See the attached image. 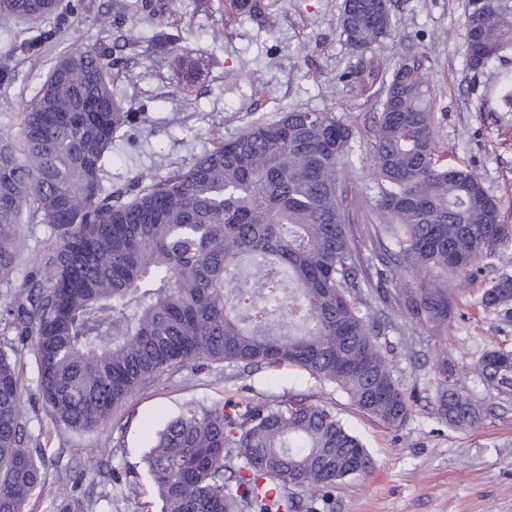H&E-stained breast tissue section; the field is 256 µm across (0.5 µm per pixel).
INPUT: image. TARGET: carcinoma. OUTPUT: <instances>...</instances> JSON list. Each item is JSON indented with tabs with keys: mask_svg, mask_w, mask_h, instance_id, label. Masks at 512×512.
<instances>
[{
	"mask_svg": "<svg viewBox=\"0 0 512 512\" xmlns=\"http://www.w3.org/2000/svg\"><path fill=\"white\" fill-rule=\"evenodd\" d=\"M388 0H344L341 34L357 52L393 32ZM56 0H0V27L54 13ZM464 24L470 65L512 49V13L484 0ZM176 86L201 75L176 35ZM104 50L58 57L0 138V283L10 285L27 227L49 235L42 266L0 311V512H24L45 489L22 409L23 365L12 340L31 341L37 392L57 420L99 431L146 383L206 361L294 366L336 386L363 413L400 427L427 401L455 429L484 401L466 371L512 399V347L457 368L438 355L432 381L404 385L381 341L394 312L442 342L459 313L453 279L512 240L495 198L439 151L430 87L402 61L383 87L370 155L376 193L363 205L347 163L351 125L293 109L246 128L135 192L107 191L115 135L137 112L116 94ZM512 318V275L478 299ZM160 512H296L306 488L325 498L369 472L372 456L324 406L227 401L189 410L145 458Z\"/></svg>",
	"mask_w": 512,
	"mask_h": 512,
	"instance_id": "obj_1",
	"label": "carcinoma"
}]
</instances>
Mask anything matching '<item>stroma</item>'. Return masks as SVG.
Returning <instances> with one entry per match:
<instances>
[{
  "instance_id": "stroma-1",
  "label": "stroma",
  "mask_w": 512,
  "mask_h": 512,
  "mask_svg": "<svg viewBox=\"0 0 512 512\" xmlns=\"http://www.w3.org/2000/svg\"><path fill=\"white\" fill-rule=\"evenodd\" d=\"M141 0H78L66 21L51 15L0 28V69L14 79L0 85V136H16L20 116L65 51L112 48V84L138 106L135 123L119 132L105 167L106 189L163 176L217 141L237 137L250 124L301 109L329 112L354 128L349 161L361 197L376 192L369 156L374 120L382 110L380 87L402 60L414 61L432 88L430 109L449 164L478 174L512 225V101L502 81L512 74V50L475 71L464 47V22L477 0H390L394 41L373 53L345 42L338 20L344 0H260L262 19L234 10L230 0H163L148 17ZM122 12V27L101 24ZM54 31L37 43L40 31ZM179 32L203 59L200 82L188 93L172 82V58L156 35ZM35 49H27L28 41ZM512 273V243L499 249L491 268L464 282L462 315L448 329L449 361L468 365L492 345L512 346V319L485 312L480 293L497 271ZM397 320L389 332L397 374L426 386L429 361L439 345L418 342L425 365L413 367ZM27 386L22 406L31 445L41 454L48 486L26 512H56L60 501L78 512H159L161 503L143 458L157 433L191 408L233 399L277 404H318L336 412L368 448L370 473L337 484L328 500L296 490L300 512H512V402L496 401L491 414L468 431L438 422L419 406L404 426H386L357 409L345 393L294 367L224 368L206 362L166 374L138 390L102 432L76 431L55 422L38 399L30 343L14 346ZM88 467L94 481L75 482L68 470Z\"/></svg>"
}]
</instances>
